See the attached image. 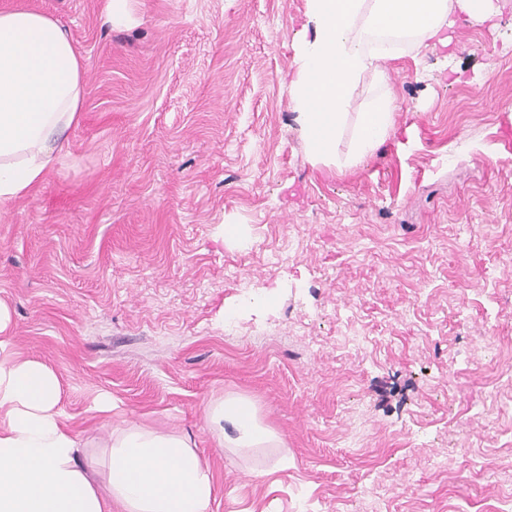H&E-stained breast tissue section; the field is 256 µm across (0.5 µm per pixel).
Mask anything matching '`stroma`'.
<instances>
[{
    "label": "stroma",
    "instance_id": "stroma-1",
    "mask_svg": "<svg viewBox=\"0 0 512 512\" xmlns=\"http://www.w3.org/2000/svg\"><path fill=\"white\" fill-rule=\"evenodd\" d=\"M85 62L61 163L0 207L13 349L61 375L96 454L113 417L190 434L215 512H501L512 501V0L404 44L351 91L336 155L293 108L307 0H28ZM237 228L224 235L225 225ZM249 399L286 449L218 447Z\"/></svg>",
    "mask_w": 512,
    "mask_h": 512
}]
</instances>
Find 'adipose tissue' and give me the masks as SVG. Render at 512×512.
I'll list each match as a JSON object with an SVG mask.
<instances>
[{
    "instance_id": "obj_1",
    "label": "adipose tissue",
    "mask_w": 512,
    "mask_h": 512,
    "mask_svg": "<svg viewBox=\"0 0 512 512\" xmlns=\"http://www.w3.org/2000/svg\"><path fill=\"white\" fill-rule=\"evenodd\" d=\"M309 11L315 36L300 47L291 93L311 156L332 159L352 88L391 57L376 36L446 45L456 14L486 22L497 8L493 0H309ZM83 73L56 20L22 0L0 9V206L28 196L58 163L83 119ZM395 110L383 95L360 112L346 165L385 141ZM10 326L0 302V512H213L212 470L186 434L116 428L102 457L80 460L83 442L67 425L61 376L18 359ZM208 420L225 448L286 445L241 396L211 403Z\"/></svg>"
}]
</instances>
